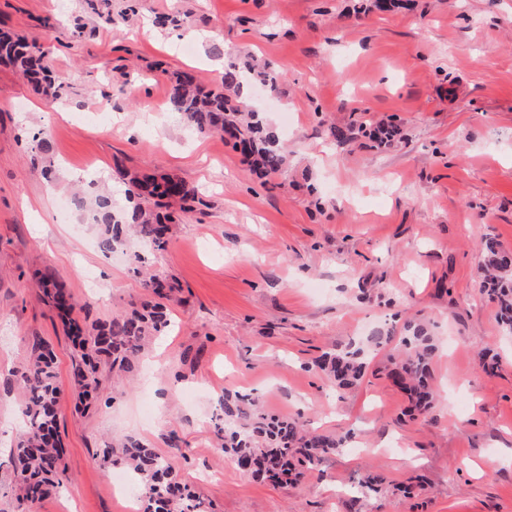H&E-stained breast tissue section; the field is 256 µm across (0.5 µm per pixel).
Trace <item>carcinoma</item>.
Segmentation results:
<instances>
[{"instance_id": "carcinoma-1", "label": "carcinoma", "mask_w": 512, "mask_h": 512, "mask_svg": "<svg viewBox=\"0 0 512 512\" xmlns=\"http://www.w3.org/2000/svg\"><path fill=\"white\" fill-rule=\"evenodd\" d=\"M0 66L21 72L35 90L45 97H62L63 86L56 82L47 54L37 43H28L0 32ZM250 82H245L239 67L224 70V90L206 89L190 71L170 76L171 105L179 120L199 134L219 133L233 142V148L252 162L265 177L284 172L286 156L277 129L242 100L247 84L277 88L280 75L266 64H248ZM379 147L403 139L400 124L389 122L374 133ZM113 173L128 185L130 206L120 213L112 210V194L96 192L91 202L95 222L105 226L101 247L110 251L123 243L129 230L156 253L166 250L169 216L157 211L161 202L194 198V192L171 175L149 176L115 165ZM487 269L483 291L497 304L503 332L512 335V257L495 237L487 235L480 243ZM44 297L68 321V330L78 348L73 366L74 383L88 399L99 396L98 372L103 365L120 374L133 371L136 361L170 326L166 300L173 286L161 269L146 274L143 288L148 299L127 313L90 325L80 324L74 314L82 310L51 273L43 275ZM408 335L401 338V352L391 356L384 373L407 392L415 408H433L436 393L431 365L437 352L436 338L421 321L404 325ZM316 367L338 390L357 386L365 374V351L361 347L340 352H325ZM10 384L21 393V413L25 429L10 455L14 473L11 491L17 508L43 498L58 475L61 442L57 432V407L60 390L56 385L53 351L41 337H32L30 354L14 372ZM216 433L224 440V455L257 479L273 482L298 479L312 472L325 456L346 447L348 438L309 431L297 418H278L258 411L254 401L239 393H224V426ZM103 458H115L128 466L137 480L143 512H207L203 501L182 483L173 464L142 442L129 439L118 447L102 448Z\"/></svg>"}]
</instances>
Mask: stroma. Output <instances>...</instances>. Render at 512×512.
I'll return each mask as SVG.
<instances>
[{
    "label": "stroma",
    "mask_w": 512,
    "mask_h": 512,
    "mask_svg": "<svg viewBox=\"0 0 512 512\" xmlns=\"http://www.w3.org/2000/svg\"><path fill=\"white\" fill-rule=\"evenodd\" d=\"M111 0L117 25L85 0H0V29L37 41L67 88L49 102L0 67V485L24 423L6 389L31 337L52 348L66 472L30 512H128L104 461L105 443L136 438L169 459L209 512H512V335L480 288L483 235L512 253V0ZM190 17L188 28L155 16ZM86 24L73 32L75 17ZM265 59L276 92L252 103L281 130L288 165L259 178L221 135L180 123L167 75L195 71L220 86L227 65ZM398 119L389 149L331 128L363 117ZM52 126L46 182L30 163L31 131ZM169 173L194 189L193 209L171 205L166 251L129 239L99 246L98 225L58 204L107 183L116 207L127 187L115 163ZM171 275L172 326L136 362L130 383L103 371L99 398L74 389L75 350L40 299L51 272L89 321L129 311L145 296L129 263ZM434 326L440 390L427 415L409 413L400 387L368 349L361 384L337 391L310 362L366 347L373 330ZM497 356L481 367V349ZM256 397L264 413L351 434L352 448L293 484L246 475L220 450L214 425L225 392ZM377 469L380 492H355ZM425 483L414 496L401 488Z\"/></svg>",
    "instance_id": "stroma-1"
}]
</instances>
